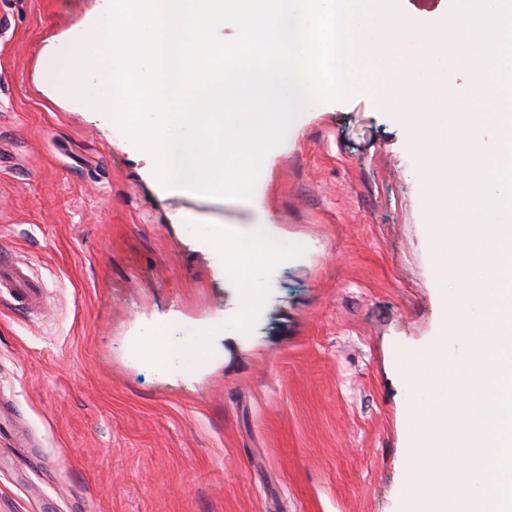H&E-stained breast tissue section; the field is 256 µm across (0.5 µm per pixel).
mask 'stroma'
I'll use <instances>...</instances> for the list:
<instances>
[{
    "label": "stroma",
    "instance_id": "1",
    "mask_svg": "<svg viewBox=\"0 0 512 512\" xmlns=\"http://www.w3.org/2000/svg\"><path fill=\"white\" fill-rule=\"evenodd\" d=\"M102 0H0V250L40 280L0 294V512H406V361L443 339L417 158L357 91L270 152L258 321L200 381L129 354L240 316L242 290L177 224L246 230L247 200L159 185L105 114L42 69Z\"/></svg>",
    "mask_w": 512,
    "mask_h": 512
}]
</instances>
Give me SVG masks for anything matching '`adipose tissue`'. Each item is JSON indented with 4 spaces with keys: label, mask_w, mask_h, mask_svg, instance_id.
Returning a JSON list of instances; mask_svg holds the SVG:
<instances>
[{
    "label": "adipose tissue",
    "mask_w": 512,
    "mask_h": 512,
    "mask_svg": "<svg viewBox=\"0 0 512 512\" xmlns=\"http://www.w3.org/2000/svg\"><path fill=\"white\" fill-rule=\"evenodd\" d=\"M187 230L193 239L213 252L224 276L238 282H251L258 267L275 263L280 257L278 250L264 247L257 239L225 235L224 227L220 224L191 223ZM242 329V322L227 324L219 319L204 326L206 343L174 351L166 339V325L159 324L155 326L148 344L149 354L160 363L167 362L170 357H177L181 364V375L195 377L215 358L212 341L238 335Z\"/></svg>",
    "instance_id": "ef3b65f1"
}]
</instances>
